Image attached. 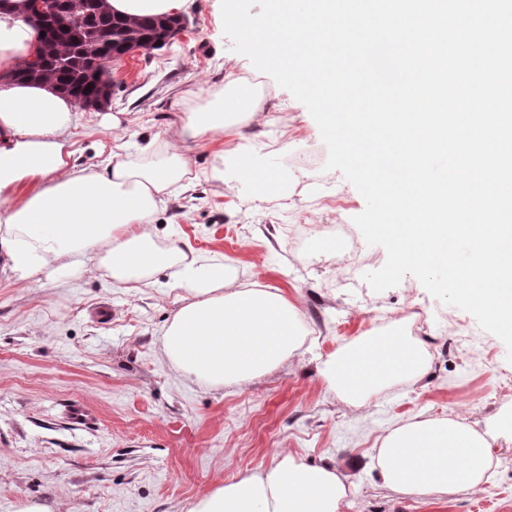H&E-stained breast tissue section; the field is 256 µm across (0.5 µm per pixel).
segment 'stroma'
Wrapping results in <instances>:
<instances>
[{
  "mask_svg": "<svg viewBox=\"0 0 512 512\" xmlns=\"http://www.w3.org/2000/svg\"><path fill=\"white\" fill-rule=\"evenodd\" d=\"M187 26L164 47L110 62L106 106L84 109L74 137L79 164L111 146L100 121L120 117L131 160L171 121L206 103L227 72L258 76L267 122L241 126L228 149L260 152L288 179L281 196L198 181L167 198L159 216L171 238L193 253L223 256L251 270L263 287L297 300L306 329L299 360L242 385L209 389L177 377L161 356L163 330L176 308L157 285L112 287L91 249L55 282L18 285L0 272V512L38 504L46 512H188L216 483L266 467L289 451L331 464L352 491L340 512H512V352L475 317L432 296L411 275L382 292L366 273L387 253L353 230L361 256L292 249L297 225L323 234L351 225L365 200L338 170L287 167L285 154H327L306 106L251 61L224 33L219 0H194ZM418 308L431 333L427 373L371 397L362 407L327 390L319 367L359 334ZM86 414L70 422L73 407ZM459 419L491 444L489 478L444 499L383 487L376 470L388 429L421 419Z\"/></svg>",
  "mask_w": 512,
  "mask_h": 512,
  "instance_id": "35a3bbf8",
  "label": "stroma"
}]
</instances>
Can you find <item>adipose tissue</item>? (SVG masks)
I'll list each match as a JSON object with an SVG mask.
<instances>
[{"label":"adipose tissue","instance_id":"ef3b65f1","mask_svg":"<svg viewBox=\"0 0 512 512\" xmlns=\"http://www.w3.org/2000/svg\"><path fill=\"white\" fill-rule=\"evenodd\" d=\"M106 3L122 16L174 17L191 0ZM38 39L29 0H0V267L19 282L49 277L95 248L117 288H144L156 273L170 271L167 288L180 306L165 327L161 351L174 372L209 389L249 382L296 355L303 343L297 301L238 284L219 256L190 257L178 244L156 243L159 204L192 183V144L257 118L242 78L228 73L220 96L171 122L162 144L147 143L143 162L116 153L104 169L81 168L72 150L78 104L52 83L14 77ZM214 158L213 179L230 173L258 193L281 194L284 176L259 154L221 148ZM429 364L426 343L396 327L361 335L330 354L321 375L342 401L357 406L387 386L419 381ZM491 463L486 437L450 419L390 429L377 455L383 486L411 495L477 488ZM347 492L336 467L282 452L272 465L199 496L189 512H339Z\"/></svg>","mask_w":512,"mask_h":512}]
</instances>
